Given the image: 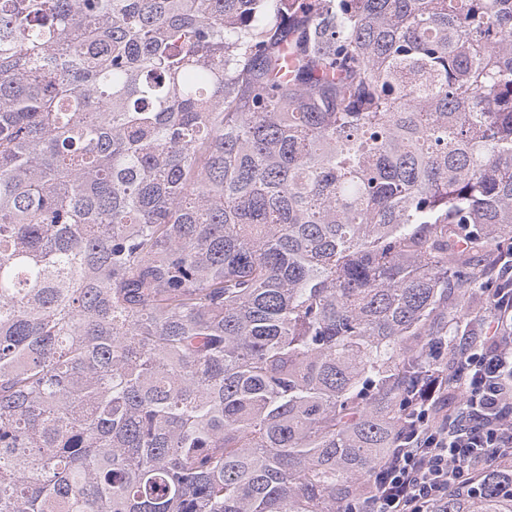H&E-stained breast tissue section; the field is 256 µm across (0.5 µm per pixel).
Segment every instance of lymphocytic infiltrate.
I'll use <instances>...</instances> for the list:
<instances>
[{
    "instance_id": "f902f5d3",
    "label": "lymphocytic infiltrate",
    "mask_w": 512,
    "mask_h": 512,
    "mask_svg": "<svg viewBox=\"0 0 512 512\" xmlns=\"http://www.w3.org/2000/svg\"><path fill=\"white\" fill-rule=\"evenodd\" d=\"M460 373H442L407 403L387 458L368 479L369 512H437L477 467H512V284L493 289L460 340Z\"/></svg>"
}]
</instances>
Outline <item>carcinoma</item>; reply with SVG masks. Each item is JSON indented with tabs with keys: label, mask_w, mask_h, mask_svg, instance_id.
Returning <instances> with one entry per match:
<instances>
[{
	"label": "carcinoma",
	"mask_w": 512,
	"mask_h": 512,
	"mask_svg": "<svg viewBox=\"0 0 512 512\" xmlns=\"http://www.w3.org/2000/svg\"><path fill=\"white\" fill-rule=\"evenodd\" d=\"M492 245L512 0H0V512H341Z\"/></svg>",
	"instance_id": "obj_1"
}]
</instances>
